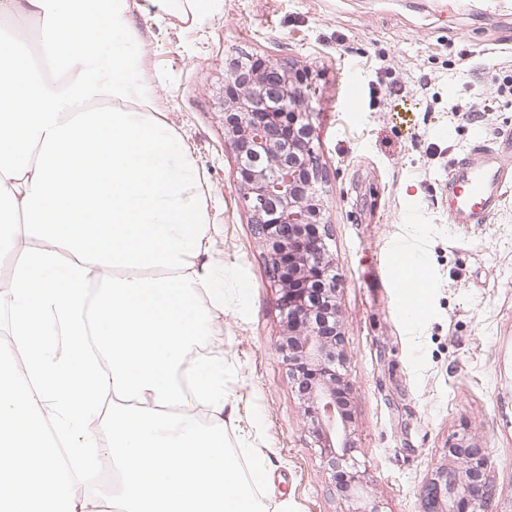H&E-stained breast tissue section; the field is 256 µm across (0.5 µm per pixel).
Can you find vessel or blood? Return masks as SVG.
I'll list each match as a JSON object with an SVG mask.
<instances>
[{
	"label": "vessel or blood",
	"mask_w": 512,
	"mask_h": 512,
	"mask_svg": "<svg viewBox=\"0 0 512 512\" xmlns=\"http://www.w3.org/2000/svg\"><path fill=\"white\" fill-rule=\"evenodd\" d=\"M512 185V144L479 150L458 161L448 177V221L484 224L498 211Z\"/></svg>",
	"instance_id": "obj_1"
}]
</instances>
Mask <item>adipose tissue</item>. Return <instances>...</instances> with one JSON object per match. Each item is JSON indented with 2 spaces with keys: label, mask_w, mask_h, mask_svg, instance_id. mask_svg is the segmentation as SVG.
Here are the masks:
<instances>
[{
  "label": "adipose tissue",
  "mask_w": 512,
  "mask_h": 512,
  "mask_svg": "<svg viewBox=\"0 0 512 512\" xmlns=\"http://www.w3.org/2000/svg\"><path fill=\"white\" fill-rule=\"evenodd\" d=\"M128 0H0V197L17 256L0 299L23 374L0 392V512H84L86 449L111 394L108 454L121 512H265L240 479L224 423L223 364L184 356L223 304L195 164L136 78ZM77 359L53 360L58 332ZM52 399L57 413L41 410ZM82 431L63 469L42 447Z\"/></svg>",
  "instance_id": "adipose-tissue-1"
}]
</instances>
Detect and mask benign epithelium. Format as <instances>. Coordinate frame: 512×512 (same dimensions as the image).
<instances>
[{
	"mask_svg": "<svg viewBox=\"0 0 512 512\" xmlns=\"http://www.w3.org/2000/svg\"><path fill=\"white\" fill-rule=\"evenodd\" d=\"M308 73L267 60L248 69L230 63L224 79V135L236 160L241 198L252 213L274 283L281 291L285 330L279 350L302 381L306 413L336 466L350 459L353 445L347 414L338 400L341 335L336 332V273L328 224L317 199L318 165L309 105ZM449 452L464 476L441 466L429 485L431 508L485 512L489 482L485 453L464 435ZM364 485L359 468L347 476L345 496L356 500Z\"/></svg>",
	"mask_w": 512,
	"mask_h": 512,
	"instance_id": "obj_1",
	"label": "benign epithelium"
}]
</instances>
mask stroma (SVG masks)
<instances>
[{"mask_svg": "<svg viewBox=\"0 0 512 512\" xmlns=\"http://www.w3.org/2000/svg\"><path fill=\"white\" fill-rule=\"evenodd\" d=\"M138 2L139 79L190 150L208 201L202 259L219 264L224 291L185 357L224 365V410H200L199 422L222 418L226 447L273 512H348L278 350L281 293L224 138L230 62L291 63L312 78L348 429L367 505L425 512L436 469L457 468L448 447L467 431L487 455L486 512H512V192L488 223L448 221L456 160L512 137V105L492 90L512 77V15L445 13L437 0H221L191 23ZM472 109L480 122L467 120ZM395 242L430 278L413 321L387 280Z\"/></svg>", "mask_w": 512, "mask_h": 512, "instance_id": "1", "label": "stroma"}]
</instances>
